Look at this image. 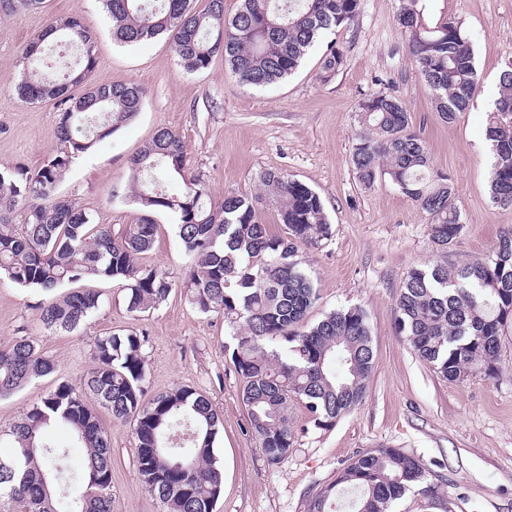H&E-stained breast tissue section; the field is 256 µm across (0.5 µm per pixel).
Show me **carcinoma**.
Segmentation results:
<instances>
[{
	"instance_id": "cac0c4a2",
	"label": "carcinoma",
	"mask_w": 512,
	"mask_h": 512,
	"mask_svg": "<svg viewBox=\"0 0 512 512\" xmlns=\"http://www.w3.org/2000/svg\"><path fill=\"white\" fill-rule=\"evenodd\" d=\"M115 41L127 46L166 36L187 72L208 68L224 56L239 83L273 86L301 65L309 51L357 18L361 0H241L230 19L224 0H209L198 12L191 0H100ZM426 0H402L398 16L410 54L438 113L451 123L466 111L480 76L463 21L445 17L431 24ZM53 38L45 39L47 33ZM96 35L75 13L52 18L19 57L18 96L29 103L64 104L47 158L34 172L0 168V275L37 290L39 325L72 332L99 309L100 294L76 286L85 279L120 281L127 309L142 313L167 301L176 287L202 314L221 313L233 330L231 360L242 380L249 425L269 462L295 442L291 410L303 405L318 429L359 407L373 369L371 329L360 306L329 312L305 323L318 299L310 275L296 259L298 245H316L332 235L319 195L284 173L267 172L261 183L276 205L287 234L262 220L259 199L227 193L211 202L204 174L188 168L185 144L163 128L130 159V199L140 211L116 232L97 224L75 202L58 194L73 163L141 111L146 92L134 82L90 81L96 68ZM344 62L330 41L322 54L327 80ZM362 127L352 162L358 181L372 187L389 179L428 216L434 259L407 273L397 301V325L418 358L450 382L478 365L497 379L501 338L512 331V228L487 255L459 267L448 252L464 224L455 188L434 170L427 144L410 126L404 101L373 93L358 105ZM492 164L490 196L512 206V64L499 75L495 112L486 126ZM160 173L182 183L177 193L160 188ZM21 226L12 224L16 207ZM176 217L175 232L188 262L176 284L167 273L142 269L139 255L152 249L155 214ZM68 287L62 292L60 288ZM146 337L129 331L99 336L93 366L77 385L57 384L12 421L5 435L13 452L0 458V502L8 512H113L112 454L106 432L87 405L93 396L112 419L131 423L138 471L164 512H213L223 487L214 445L222 424L212 400L179 386L145 399ZM55 372L54 361L34 336L0 348V399L36 378ZM69 426L86 449L79 470L68 451L53 445L51 429ZM84 491L72 498L69 487ZM435 497L419 460L400 448L359 453L333 484L313 496L307 512H337L340 493L352 496L353 512H390L416 485Z\"/></svg>"
}]
</instances>
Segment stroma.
<instances>
[{"label":"stroma","instance_id":"1","mask_svg":"<svg viewBox=\"0 0 512 512\" xmlns=\"http://www.w3.org/2000/svg\"><path fill=\"white\" fill-rule=\"evenodd\" d=\"M400 7V0H361L355 22L333 36L345 55L334 76L322 80L318 47L293 75L265 89L238 83L219 55L207 69L185 72L164 37L117 45L99 0H46L40 12L0 10V165L33 171L47 157L60 106L17 96V61L50 18L79 13L97 34L94 80L138 83L146 98L135 120L76 160L60 194L95 223L117 229L134 222L138 211L127 198L129 161L163 127L181 135L188 166L204 173L214 201L231 192L259 198L261 217L273 233L285 234L286 228L264 196L262 174L279 171L304 182L320 196L333 230L319 247L298 251L318 294L306 320L313 324L333 310L361 306L374 353L364 403L326 430L315 428L305 408L295 406V443L272 464L249 427L242 381L228 351L232 331L222 315L199 313L177 291L158 309L134 314L121 283L93 279L89 286L101 301L92 321L72 333H52L36 319L39 293L2 277L0 347L37 337L56 372L0 400V425L12 422L55 382H79L92 365L95 337L133 330L148 337L147 396L189 386L208 395L223 414L215 445L223 492L214 512H306L309 499L356 454L381 447L414 455L428 483L439 488L433 501L408 491L394 512H512V335L501 340L503 374L496 380L471 373L451 382L419 360L398 332L396 304L409 269L433 258L428 218L390 181L364 187L351 162L361 132L359 102L376 92L398 96L435 168L456 189L464 230L449 265L463 266L493 249L500 230L512 226V207L491 200L485 136L499 73L512 60V0H427L431 19L463 20L480 74L468 111L451 123L438 116L410 56ZM155 219L154 245L140 263L182 282L186 268L175 218L161 212ZM98 415L112 447L113 512H164L138 472L131 426L113 421L107 410Z\"/></svg>","mask_w":512,"mask_h":512}]
</instances>
